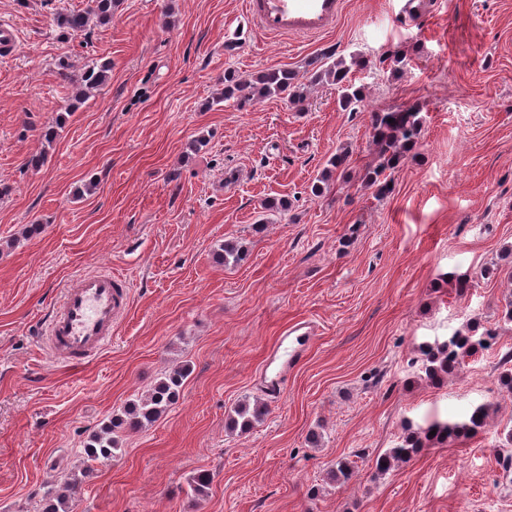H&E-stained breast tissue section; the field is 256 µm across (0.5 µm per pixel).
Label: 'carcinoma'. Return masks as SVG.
<instances>
[{
    "mask_svg": "<svg viewBox=\"0 0 512 512\" xmlns=\"http://www.w3.org/2000/svg\"><path fill=\"white\" fill-rule=\"evenodd\" d=\"M120 0H89L83 11H61L55 14L56 26L69 35L83 32L93 19L106 23L112 19ZM367 67L366 59L352 55L350 59H335L325 55L308 71L312 84L330 83L339 90L338 105L341 110L354 112L364 101L362 88L352 82L351 73ZM109 64L92 62L85 66L77 79L74 101L84 102L88 95L105 84ZM283 96L290 103H299L305 96V84L299 74L287 68H272L255 75L243 77L228 67L224 70V92L219 102H231L243 109L254 106L266 98ZM393 122H388V119ZM421 131L420 111L410 106L377 112L373 118L372 144L382 163L369 169L364 175L368 184L386 169L404 161L417 143ZM496 333L490 329L476 334V328L457 331L448 340L420 347L421 371L424 378L438 384L449 375L461 371L465 358L491 347ZM190 375L186 364L176 366L160 377L148 393L127 402L112 417V422L93 434L83 445L86 461L108 459L118 450L121 434L142 431L152 426L179 398L181 389ZM492 405L476 407L465 419L449 422L435 418L424 425L407 422L401 443L389 454L376 461L379 470H386L391 463L409 460L421 448L444 447L461 438H470L490 423ZM263 416V408L241 403L232 410L229 426L236 430H250ZM80 486V480L72 478L62 487L49 489L43 496V512H72V499Z\"/></svg>",
    "mask_w": 512,
    "mask_h": 512,
    "instance_id": "1",
    "label": "carcinoma"
}]
</instances>
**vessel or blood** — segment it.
I'll return each instance as SVG.
<instances>
[{
  "mask_svg": "<svg viewBox=\"0 0 512 512\" xmlns=\"http://www.w3.org/2000/svg\"><path fill=\"white\" fill-rule=\"evenodd\" d=\"M256 30L274 39L319 37L333 29L344 0H244ZM130 299L125 280L111 272L77 275L64 291L47 323L45 346L52 357L79 366L97 357L112 334ZM287 352L273 350L272 358L294 365L315 337L313 325L301 322L287 331Z\"/></svg>",
  "mask_w": 512,
  "mask_h": 512,
  "instance_id": "b4317fda",
  "label": "vessel or blood"
}]
</instances>
